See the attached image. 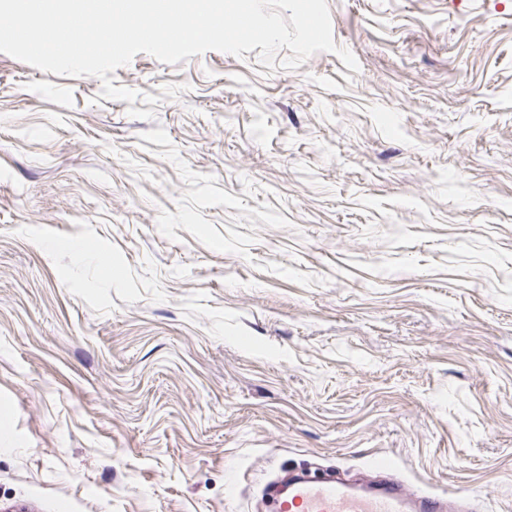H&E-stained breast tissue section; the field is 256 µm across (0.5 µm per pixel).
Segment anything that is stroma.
<instances>
[{"label": "stroma", "mask_w": 512, "mask_h": 512, "mask_svg": "<svg viewBox=\"0 0 512 512\" xmlns=\"http://www.w3.org/2000/svg\"><path fill=\"white\" fill-rule=\"evenodd\" d=\"M327 3L358 70L0 53V512L378 456L512 512V0Z\"/></svg>", "instance_id": "obj_1"}]
</instances>
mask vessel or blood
<instances>
[{"instance_id": "obj_1", "label": "vessel or blood", "mask_w": 512, "mask_h": 512, "mask_svg": "<svg viewBox=\"0 0 512 512\" xmlns=\"http://www.w3.org/2000/svg\"><path fill=\"white\" fill-rule=\"evenodd\" d=\"M267 487L273 492L274 512H481L469 494L425 491L392 473L384 460L355 479L340 469L322 476L293 471Z\"/></svg>"}]
</instances>
